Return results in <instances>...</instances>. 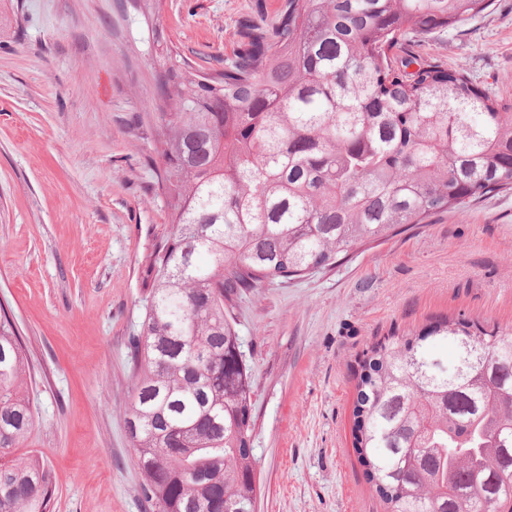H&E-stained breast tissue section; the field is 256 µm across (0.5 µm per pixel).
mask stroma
<instances>
[{"instance_id":"obj_1","label":"stroma","mask_w":512,"mask_h":512,"mask_svg":"<svg viewBox=\"0 0 512 512\" xmlns=\"http://www.w3.org/2000/svg\"><path fill=\"white\" fill-rule=\"evenodd\" d=\"M281 0H0V307L29 362L20 453L52 512H154L126 432L149 260L170 218L151 103L168 50L205 71ZM400 56L512 105V0ZM512 325V191L433 216L335 267L240 291L256 512H385L352 448L366 351L458 316Z\"/></svg>"}]
</instances>
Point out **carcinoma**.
Masks as SVG:
<instances>
[{
	"mask_svg": "<svg viewBox=\"0 0 512 512\" xmlns=\"http://www.w3.org/2000/svg\"><path fill=\"white\" fill-rule=\"evenodd\" d=\"M492 0H283L201 76H160L171 214L126 418L155 512H255L251 381L228 305L358 247L512 190V106L464 74L397 61L401 37ZM28 360L0 314V512H50ZM353 448L389 512H512V327L464 318L389 336L361 366Z\"/></svg>",
	"mask_w": 512,
	"mask_h": 512,
	"instance_id": "cac0c4a2",
	"label": "carcinoma"
}]
</instances>
